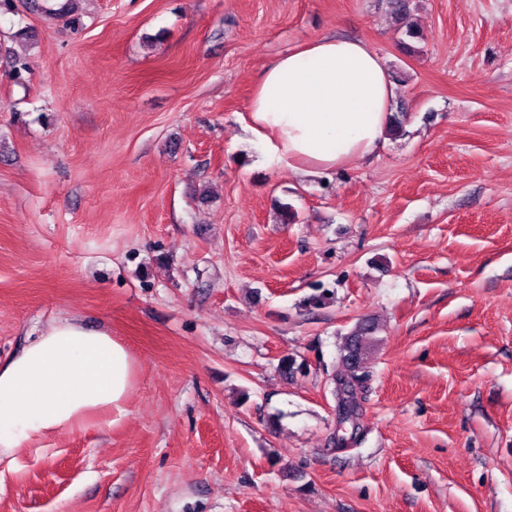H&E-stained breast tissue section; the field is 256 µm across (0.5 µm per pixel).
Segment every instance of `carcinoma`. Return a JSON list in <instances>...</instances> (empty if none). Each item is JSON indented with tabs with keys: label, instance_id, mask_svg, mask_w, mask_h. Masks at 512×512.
<instances>
[{
	"label": "carcinoma",
	"instance_id": "cac0c4a2",
	"mask_svg": "<svg viewBox=\"0 0 512 512\" xmlns=\"http://www.w3.org/2000/svg\"><path fill=\"white\" fill-rule=\"evenodd\" d=\"M30 74V64L24 57L11 61L9 77L18 85H25ZM377 332L375 322L367 320L349 336L341 357V363L334 372L335 396L337 404L338 430L337 443L344 444L357 437L361 404L358 394L362 391V376L358 374L362 361L374 344Z\"/></svg>",
	"mask_w": 512,
	"mask_h": 512
}]
</instances>
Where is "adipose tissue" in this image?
<instances>
[{"mask_svg": "<svg viewBox=\"0 0 512 512\" xmlns=\"http://www.w3.org/2000/svg\"><path fill=\"white\" fill-rule=\"evenodd\" d=\"M396 83L363 40L321 37L263 71L243 122L261 165L300 175L332 171L388 140ZM127 347L75 317L53 322L0 363V458L30 441L127 412Z\"/></svg>", "mask_w": 512, "mask_h": 512, "instance_id": "ef3b65f1", "label": "adipose tissue"}]
</instances>
